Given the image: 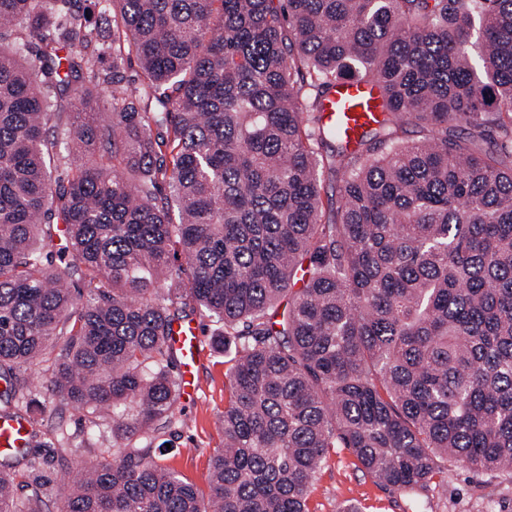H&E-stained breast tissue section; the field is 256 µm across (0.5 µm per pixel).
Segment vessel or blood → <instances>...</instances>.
I'll return each instance as SVG.
<instances>
[{
  "instance_id": "obj_1",
  "label": "vessel or blood",
  "mask_w": 512,
  "mask_h": 512,
  "mask_svg": "<svg viewBox=\"0 0 512 512\" xmlns=\"http://www.w3.org/2000/svg\"><path fill=\"white\" fill-rule=\"evenodd\" d=\"M328 122L337 125L347 137H354L375 115L374 97L370 88L352 79L340 80L324 105ZM168 344L180 356L181 389L188 399H196V373L203 354V337L197 322L173 323ZM30 426L19 417L0 418V452L23 448L28 444Z\"/></svg>"
}]
</instances>
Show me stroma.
<instances>
[{
    "label": "stroma",
    "instance_id": "1",
    "mask_svg": "<svg viewBox=\"0 0 512 512\" xmlns=\"http://www.w3.org/2000/svg\"><path fill=\"white\" fill-rule=\"evenodd\" d=\"M200 324L204 359L198 398L191 402L180 400L177 408L184 415V424L169 435L159 436L154 445L161 463L204 491L209 484V457L222 445L218 418L229 398L225 373L231 354L216 347L208 319H201ZM25 377L33 395L44 406L39 444L55 448L60 434L82 435L84 421L78 413L60 410L46 378L34 368L27 370ZM484 480V475L453 464L448 468L447 486L409 497L363 471L351 451L340 448L319 474L309 506L312 512H342L354 503L362 512H512V483H499L498 494L489 503L480 497Z\"/></svg>",
    "mask_w": 512,
    "mask_h": 512
}]
</instances>
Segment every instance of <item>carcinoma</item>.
Segmentation results:
<instances>
[{
	"mask_svg": "<svg viewBox=\"0 0 512 512\" xmlns=\"http://www.w3.org/2000/svg\"><path fill=\"white\" fill-rule=\"evenodd\" d=\"M104 2L0 0V416L38 438L33 364L86 435L112 409L56 512H311L334 448L409 496L512 481V0ZM199 312L235 350L206 493L151 455ZM50 462L0 455V512H48ZM373 101L370 88L353 79L340 80L325 101V120L337 125L346 138L353 140L361 127L378 113Z\"/></svg>",
	"mask_w": 512,
	"mask_h": 512,
	"instance_id": "1",
	"label": "carcinoma"
}]
</instances>
